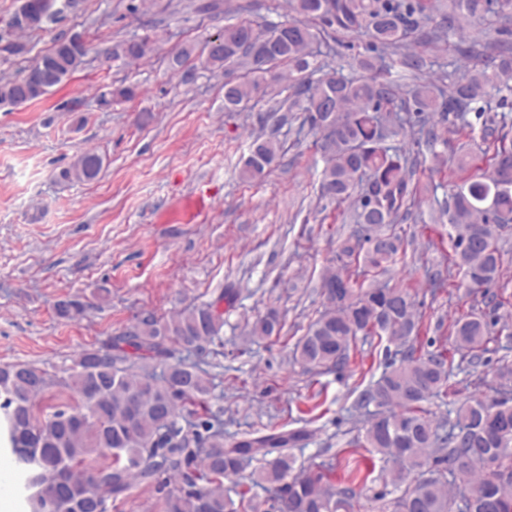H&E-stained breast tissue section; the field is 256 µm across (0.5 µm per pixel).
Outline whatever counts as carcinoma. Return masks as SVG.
<instances>
[{"instance_id":"obj_1","label":"carcinoma","mask_w":512,"mask_h":512,"mask_svg":"<svg viewBox=\"0 0 512 512\" xmlns=\"http://www.w3.org/2000/svg\"><path fill=\"white\" fill-rule=\"evenodd\" d=\"M453 2L472 17L488 7V0ZM48 9L46 0H23L19 11L30 23L9 29L17 34L43 29L48 20L41 15ZM288 14L261 29L248 21L225 26L223 46L209 45L206 63L232 76L224 82L228 112L268 96L277 85L291 90L274 102L270 118L283 126L294 108L307 113L323 162L321 195L349 203L352 222L370 231L365 237L354 232L340 250L383 275L403 246L397 221L409 214L417 193V163L386 141L408 125L431 148L435 124L468 126L474 104L512 95V53L498 52L492 43L486 52L465 51L483 67L449 79L446 89L426 78L420 57L404 53L401 64L413 79L404 94L400 82L388 77L382 54L401 51L410 34L425 27L428 17L419 0H288ZM310 19L367 34L370 54L357 62L364 75L317 63L320 52L313 45L319 36ZM153 50L149 38L134 35L107 53L114 62L134 63ZM88 51L81 32L57 39L22 79H0V105L41 100L82 67ZM279 63L288 64V72L277 70ZM278 163L277 144L256 133L241 175L260 180ZM103 164L98 153L83 151L60 179L94 181ZM437 204L448 219L451 265L462 274L460 286L470 293L489 291L500 278L499 243L512 235V140L496 149L488 170L461 178ZM321 295L327 308L295 349L301 363L340 368L359 335H385L401 346V358L385 366L358 402L360 409L376 407L365 420L361 447L380 456L385 484L401 491L394 512H512V481H501L512 474V397H468L452 410L454 418L432 419L423 404L448 395L455 373L442 353L419 354L410 345L418 317L409 294L380 283L357 292L334 271L323 276ZM226 299L233 293L165 320L146 312L106 346L84 350L74 372L57 380L77 396V404L55 405L43 420L34 408L50 384L46 373L25 364L0 365V409L11 440L7 457L20 467L25 488L34 490L27 497L32 512H108V500L124 497L133 484L157 483L162 490L167 479L176 486L165 495L166 512H237L244 505L224 493V480L259 456L265 461L251 484L268 493L263 512H355L359 492L352 483H329L331 463L305 467L290 453L307 447V429H273L226 442L220 414L191 409L210 392L199 364L222 333ZM87 308L79 299H64L56 302L55 313L73 321ZM281 326L279 313L270 309L248 326V336L265 339ZM491 328L484 312L452 323L461 361L481 358ZM177 346L197 360L172 361ZM276 448L288 452L266 459ZM106 453L111 461H97Z\"/></svg>"}]
</instances>
